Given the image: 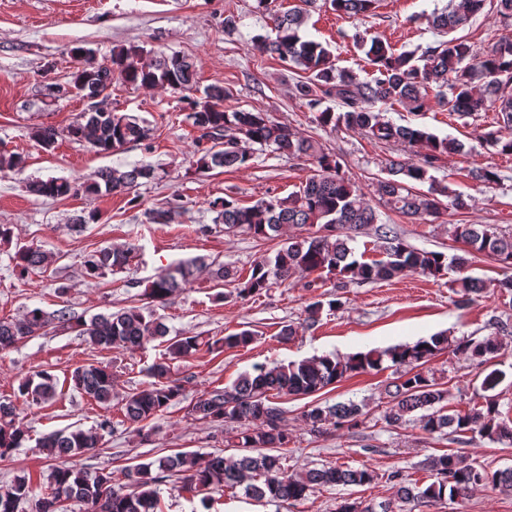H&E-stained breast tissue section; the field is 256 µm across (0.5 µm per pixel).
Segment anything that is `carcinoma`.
I'll list each match as a JSON object with an SVG mask.
<instances>
[{
  "mask_svg": "<svg viewBox=\"0 0 512 512\" xmlns=\"http://www.w3.org/2000/svg\"><path fill=\"white\" fill-rule=\"evenodd\" d=\"M379 0H329L336 12L350 17L367 16L375 11ZM304 6L290 9L274 18L275 36L258 38V49L283 64L307 74L293 87L294 96L315 114L322 128H343L360 132L376 142H400L412 149H421L419 161L413 163L399 157L388 160L387 177L379 180V196L385 210L414 221L425 222L442 212L459 211L467 203L459 194L442 187L421 193L413 184L428 179L442 157L461 152L464 145L454 140L411 126L395 125L380 118L375 105L399 104L409 112L430 109L429 92L436 90L437 104L448 108L451 115L467 117L478 112H496L499 129L485 135L486 142L499 152L512 154V40L503 38L487 49L475 53L450 33L466 26L484 7L485 0H449L448 7L426 17L429 26L446 39L427 46L421 53H395L393 48L377 39L356 37L355 44L365 50L372 65L369 78L361 81L347 70L336 68L331 52L321 43L301 36L308 16V7L315 0H303ZM143 50L121 48L112 51L110 62H96L90 49L79 51L82 59L69 79L45 85L46 96L53 101L68 98L65 86L70 85L82 95L101 94L110 97L107 89L116 76L137 87H168L173 91L190 92L195 87V65L185 56L154 53L149 63L142 61ZM229 89L210 85L204 96L186 98L189 113L186 119L200 131L199 140L206 145L199 150L197 165L210 172L224 168H247L260 151L273 152L312 160L314 173L299 191L286 198L263 197L243 207L230 196L210 202L216 213L213 223L224 225L226 233H246L260 240L280 236L284 225L308 227L310 233L288 239L274 255L264 257L251 268L238 295H259L274 284H282L295 274H318L320 279L336 280L334 287L349 283L387 281L409 274L439 277L448 268L455 269L462 298L472 302L481 297L485 283L468 274L472 259L486 256L503 269H512V236H504L491 224H455L454 240L461 244L459 253L449 257L443 252L416 249L400 236L396 225L380 219L378 211L365 199L359 186L347 173V164L339 156L325 151L312 138L301 137L285 124L274 122L264 112L228 111L224 99ZM333 101L341 111L328 105ZM508 134H503V131ZM85 142L102 154L121 150L126 144L143 141L149 128L138 116L110 108L87 111L59 129L40 126L32 137L46 151L55 149L58 139ZM26 157L21 153L0 154V174L21 172ZM155 178V169L137 164L128 169L104 168L91 182L61 178L33 179L27 192L53 200L67 198L80 191L91 194L125 192L133 194L143 180ZM382 243L384 258L367 261L356 254L350 243L365 230ZM131 258V249L103 247L86 254L82 267L88 278H99L107 272L124 268ZM19 274L25 276L36 269L48 267L51 255L39 246L26 245L13 256ZM207 266L205 259L182 260L156 274L145 288L144 295L156 305L166 304L184 288L195 271ZM341 305L337 294L324 301L317 299L306 308L305 322L314 326L323 307ZM75 322L78 335L101 349L135 348L162 339L166 343L163 361L150 367L155 382L124 398V420L144 431L146 422L164 412L183 393L178 380L169 379L170 363L191 357L200 350L211 354L226 348L246 347L255 334L240 333L207 340L197 336H169L168 327L159 318L145 316L141 309L130 307L110 313H97L90 318H74L64 308L46 312L36 307L17 319H0V354L6 353L26 339L39 336L54 323ZM453 346L454 350L478 366H483L503 349L496 336L481 340L462 338L450 344L440 333L384 350L372 349L346 358L334 355L313 356L298 362L268 368L257 366L253 372L240 376L231 386L203 394L188 414L198 420L214 423H237L240 426L236 447L240 456L224 457L222 453L201 456L195 452L178 451L150 462L125 468V477L132 487L129 492L112 483V473L89 471L70 460L97 446L98 436L76 428L53 431L44 435L39 446L51 460L62 464L53 468L50 492L34 502L33 512H67L66 502H80L85 512H160L159 482L166 475L182 479L180 490L195 497L214 488L243 487L246 495L269 502L300 501L318 487L364 486L377 479L374 471L325 465L304 474H290L282 466L280 450L288 447V431L284 411L271 398L275 395H307L317 392L351 375L374 370L388 359L404 373L394 382L390 393L392 404L382 419L389 426H400L414 412L422 430L434 434L451 430L459 434H476L492 442L512 443V418L502 417L498 400L485 397L479 407L465 413H450L443 405L448 390L430 376L427 365L438 354ZM69 383L80 394L108 408L112 404V370L107 365H84L75 368ZM59 381L48 370L22 379L20 397L28 403L41 405L58 395ZM363 406L351 400L327 406H316L304 414L310 430L322 433L327 427L355 428L362 423ZM27 430L16 405L0 401V460L9 458L22 447ZM427 468L435 477L424 489L412 485L407 475L394 470L387 481L394 497L404 503H427L464 495L476 487L491 488L512 495V469L491 471L478 467L465 456L444 453L433 456ZM157 474H152V471ZM35 492L31 477H15L13 483L0 489V512H19L20 504ZM336 512H376L369 504L344 498Z\"/></svg>",
  "mask_w": 512,
  "mask_h": 512,
  "instance_id": "obj_1",
  "label": "carcinoma"
}]
</instances>
